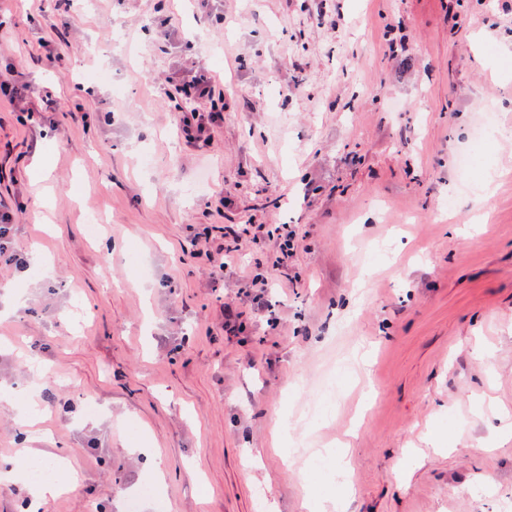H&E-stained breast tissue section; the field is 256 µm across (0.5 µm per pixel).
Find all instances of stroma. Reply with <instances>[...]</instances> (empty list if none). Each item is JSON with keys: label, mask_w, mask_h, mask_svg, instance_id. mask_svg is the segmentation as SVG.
<instances>
[{"label": "stroma", "mask_w": 512, "mask_h": 512, "mask_svg": "<svg viewBox=\"0 0 512 512\" xmlns=\"http://www.w3.org/2000/svg\"><path fill=\"white\" fill-rule=\"evenodd\" d=\"M223 10L0 0V74L34 109L20 125L0 94V204L15 249L45 259L0 266V462L24 447L76 471L43 512H303L310 492L339 512H498L512 22L491 27L489 0H464L454 26L443 0ZM194 62L224 86L203 148L160 88ZM95 212L111 223L93 241ZM264 224L295 230L284 263ZM203 231L230 247L224 270L197 255ZM260 275L269 313L251 305ZM33 363L53 377L32 389ZM300 435L328 460L304 467Z\"/></svg>", "instance_id": "35a3bbf8"}]
</instances>
